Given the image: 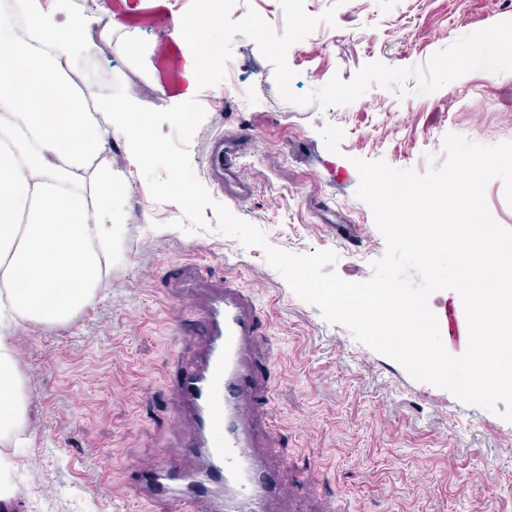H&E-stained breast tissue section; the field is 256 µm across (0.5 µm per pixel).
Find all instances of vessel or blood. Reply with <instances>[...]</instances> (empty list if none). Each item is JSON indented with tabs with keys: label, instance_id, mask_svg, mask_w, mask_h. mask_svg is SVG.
Wrapping results in <instances>:
<instances>
[{
	"label": "vessel or blood",
	"instance_id": "vessel-or-blood-1",
	"mask_svg": "<svg viewBox=\"0 0 512 512\" xmlns=\"http://www.w3.org/2000/svg\"><path fill=\"white\" fill-rule=\"evenodd\" d=\"M242 144L233 137L214 138L208 149L209 173L225 197L251 198L253 185L244 173ZM178 285L186 294L200 288L204 274L198 261L179 262ZM212 293L199 306L196 320L206 347L186 359L179 393L192 421L190 445L201 456L208 485L161 467L149 469L146 488L172 503L175 512H269L275 497L256 439L271 425L264 408L270 391L255 373L252 344L258 311L233 279L212 280Z\"/></svg>",
	"mask_w": 512,
	"mask_h": 512
}]
</instances>
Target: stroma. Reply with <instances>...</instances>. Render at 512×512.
Here are the masks:
<instances>
[{"mask_svg": "<svg viewBox=\"0 0 512 512\" xmlns=\"http://www.w3.org/2000/svg\"><path fill=\"white\" fill-rule=\"evenodd\" d=\"M191 0H40L64 20L82 14L97 28L119 27L95 56L103 79L91 95L121 79L137 103L166 109L198 98L206 117L189 143L192 167L213 200L261 228L277 248L304 254L333 250L335 271L349 281L371 277L385 252L371 208L355 195V159L384 160L425 173L446 160L453 133L483 145L512 141V71L475 70L438 91L414 95L371 86L346 105L300 107L283 101L273 68L257 45L236 36L226 80L198 89L186 43L169 36ZM335 9L294 43L286 59L295 93L350 80L364 64L426 67L458 38L512 20V0H305L308 15ZM219 134L249 144L243 163L254 185L244 203L226 201L207 181V145ZM112 165L129 175L120 257L95 297L62 324H24L13 335L14 369L27 411L25 445L12 449L11 478L22 512H173L150 501L140 470L164 463L193 469L185 445L176 376L201 345L191 301L171 268L197 259L206 271L231 275L268 311L267 335L254 352L272 390L263 439L268 466L294 500L272 512H512V422L464 404L447 390L419 382L403 366L358 342L299 298L265 260L208 229L186 234L172 202L153 201L123 140Z\"/></svg>", "mask_w": 512, "mask_h": 512, "instance_id": "1", "label": "stroma"}]
</instances>
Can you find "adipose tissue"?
<instances>
[{"label":"adipose tissue","mask_w":512,"mask_h":512,"mask_svg":"<svg viewBox=\"0 0 512 512\" xmlns=\"http://www.w3.org/2000/svg\"><path fill=\"white\" fill-rule=\"evenodd\" d=\"M89 25L60 26L36 0L0 13V442L27 423L14 326L73 318L118 254L127 177L106 157L109 134L134 145L131 166L156 150L146 119L90 101L78 83L69 46L96 51ZM99 111L113 112L112 132L99 127Z\"/></svg>","instance_id":"1"}]
</instances>
